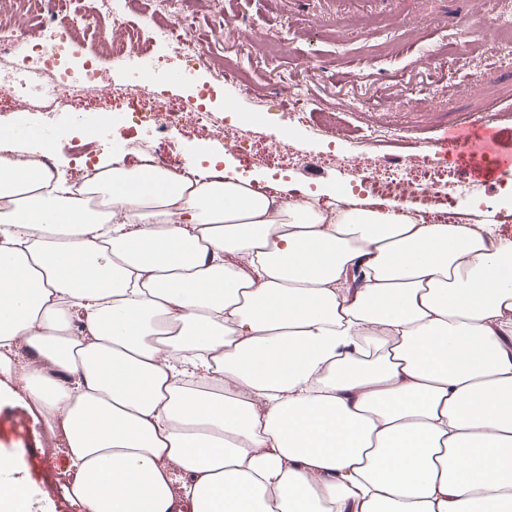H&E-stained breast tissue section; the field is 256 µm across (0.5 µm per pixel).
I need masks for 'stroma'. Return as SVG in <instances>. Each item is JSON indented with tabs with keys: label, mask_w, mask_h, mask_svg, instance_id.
<instances>
[{
	"label": "stroma",
	"mask_w": 512,
	"mask_h": 512,
	"mask_svg": "<svg viewBox=\"0 0 512 512\" xmlns=\"http://www.w3.org/2000/svg\"><path fill=\"white\" fill-rule=\"evenodd\" d=\"M94 18L119 12L133 26L143 28L141 57L165 55L166 71L182 72L188 58L155 39V33L179 17L193 20V36L208 57L194 70L191 82L180 89L152 80L142 85L147 98L161 102L178 96L192 98L203 87L212 92L206 103L218 119L202 127L193 117L160 134L150 123L129 127L127 109L113 96L125 87L123 62L111 59L93 30L79 28L67 57L71 73L95 60L100 84L95 102L82 108L60 103L48 107L32 101L0 107V131L34 147L48 148L56 169L67 178L85 169L90 157L56 142L59 129L80 123L99 127L96 152L116 154L122 138L160 143L163 156L178 169L197 164L201 151L223 154L233 175L265 187L273 171L262 164L240 163L224 149V129L230 126L225 104H232L234 119L248 123L249 139L271 133L286 137L288 149L299 159L322 161L325 156L367 160L383 154L403 157L412 153L414 140L429 136L440 124L465 116L498 110L512 114V61L463 39L472 21L505 33L512 41V14L504 0H396L394 5L371 0H86ZM229 22L233 41L214 37L219 22ZM465 49L470 68L449 71L426 55L427 48ZM233 69L240 85L213 87L212 74ZM248 84L250 93L240 90ZM304 103L312 114L305 124L290 120L287 108ZM337 124L335 135L318 132L325 121ZM390 134L387 142L370 146L374 132ZM477 219L503 224L512 220V185L499 180L492 187L461 185L455 195L454 220ZM13 372L0 391V456L13 460L8 478L29 484L36 492L33 512H84L69 492L71 466L60 427L49 426L44 414H34L19 399L24 392L23 372L39 366L34 352L12 351Z\"/></svg>",
	"instance_id": "35a3bbf8"
}]
</instances>
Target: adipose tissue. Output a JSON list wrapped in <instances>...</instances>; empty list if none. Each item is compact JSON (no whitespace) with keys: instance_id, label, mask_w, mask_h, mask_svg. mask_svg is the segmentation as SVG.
<instances>
[{"instance_id":"1","label":"adipose tissue","mask_w":512,"mask_h":512,"mask_svg":"<svg viewBox=\"0 0 512 512\" xmlns=\"http://www.w3.org/2000/svg\"><path fill=\"white\" fill-rule=\"evenodd\" d=\"M1 148L0 371L40 357L85 512H512L494 225L268 194L213 154L98 161L83 199Z\"/></svg>"}]
</instances>
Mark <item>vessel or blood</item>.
Instances as JSON below:
<instances>
[{
  "instance_id": "1",
  "label": "vessel or blood",
  "mask_w": 512,
  "mask_h": 512,
  "mask_svg": "<svg viewBox=\"0 0 512 512\" xmlns=\"http://www.w3.org/2000/svg\"><path fill=\"white\" fill-rule=\"evenodd\" d=\"M419 149L450 155L461 182H495L512 173V118L489 121L480 117L438 127L420 139Z\"/></svg>"
}]
</instances>
